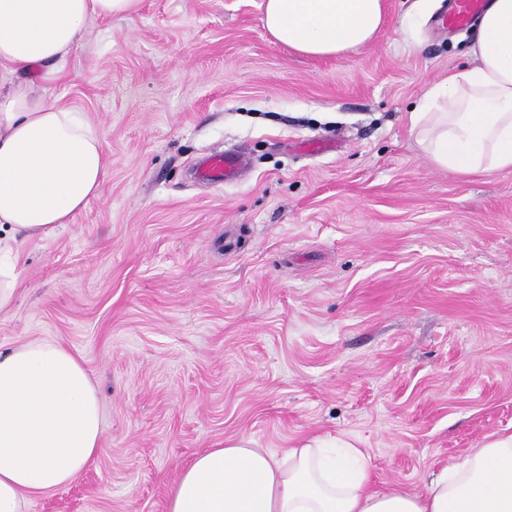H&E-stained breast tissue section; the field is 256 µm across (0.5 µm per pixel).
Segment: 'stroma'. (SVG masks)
<instances>
[{"instance_id": "obj_1", "label": "stroma", "mask_w": 512, "mask_h": 512, "mask_svg": "<svg viewBox=\"0 0 512 512\" xmlns=\"http://www.w3.org/2000/svg\"><path fill=\"white\" fill-rule=\"evenodd\" d=\"M263 0H141L96 20L49 93L86 112L99 197L22 244L0 349L80 355L96 461L28 512H166L194 457L245 436L280 455L339 437L379 489L423 493L512 432V171L434 166L409 123L472 67L449 0H383L339 57L274 41ZM236 180L197 179L216 153Z\"/></svg>"}]
</instances>
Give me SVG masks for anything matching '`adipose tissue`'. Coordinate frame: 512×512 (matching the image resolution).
<instances>
[{
	"instance_id": "ef3b65f1",
	"label": "adipose tissue",
	"mask_w": 512,
	"mask_h": 512,
	"mask_svg": "<svg viewBox=\"0 0 512 512\" xmlns=\"http://www.w3.org/2000/svg\"><path fill=\"white\" fill-rule=\"evenodd\" d=\"M140 0H0V311L20 276L19 248L55 233L98 197L106 176L88 117L50 98L86 24L135 13ZM277 42L313 57L372 42L383 0H263ZM473 67L432 85L409 115L431 162L465 176L512 171V0H487ZM98 388L80 356L49 341L0 352V512L68 485L96 458ZM167 512H512V433L470 449L424 493L378 491L367 455L315 438L276 456L241 437L198 455Z\"/></svg>"
}]
</instances>
